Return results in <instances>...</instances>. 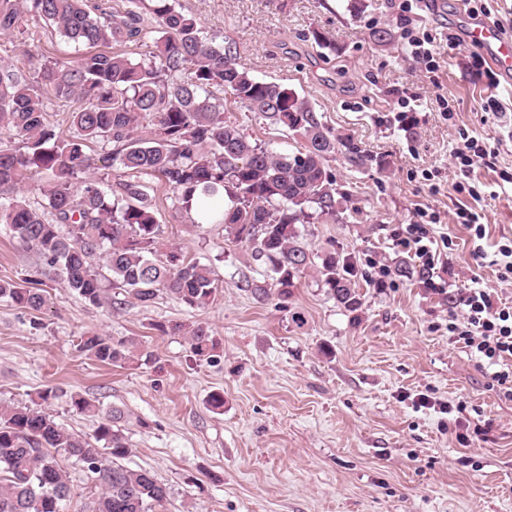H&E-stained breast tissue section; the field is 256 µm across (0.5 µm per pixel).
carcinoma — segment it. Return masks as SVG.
Here are the masks:
<instances>
[{
  "label": "carcinoma",
  "mask_w": 512,
  "mask_h": 512,
  "mask_svg": "<svg viewBox=\"0 0 512 512\" xmlns=\"http://www.w3.org/2000/svg\"><path fill=\"white\" fill-rule=\"evenodd\" d=\"M29 18L52 22L88 51L42 65L35 81L0 65V224L44 264L33 277L0 281L1 300L41 310V276L52 274L96 306L112 301L114 289L145 306L161 293L191 308L209 305L216 273L163 243L149 178L168 186L191 224L224 225L227 239L261 262L267 281L248 285L257 301L275 295L288 308L290 289L314 267L337 305L351 313L361 308L351 255L334 247L313 254L298 240L301 225L340 215L329 159L340 154L357 168L382 160L334 134L308 100L251 75L175 0H127L122 10L93 0H0V33ZM130 44L145 48L142 60L119 51ZM219 92L300 146L277 153L248 136L224 118ZM50 97L76 103L67 134L48 120ZM97 144L109 152L104 172L91 176ZM34 173L48 177L38 207L17 191ZM161 331L187 337L200 360H213L219 347L202 323L175 322ZM79 349L110 365L136 352L132 338L98 334L80 337ZM121 419L118 409L106 413L87 437L42 409L0 403V512H60L70 487L59 452L102 488L86 512H156L169 489L152 471L120 463L129 454Z\"/></svg>",
  "instance_id": "1"
}]
</instances>
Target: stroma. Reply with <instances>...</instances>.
<instances>
[{"label":"stroma","mask_w":512,"mask_h":512,"mask_svg":"<svg viewBox=\"0 0 512 512\" xmlns=\"http://www.w3.org/2000/svg\"><path fill=\"white\" fill-rule=\"evenodd\" d=\"M482 3L484 12L474 14L465 0H439L426 26L460 34L476 19L512 23V0ZM176 5L235 50L255 77L305 97L327 127L387 160L381 170L330 159L336 187L356 214L301 229L310 252L333 246L353 253L364 273L361 310L338 307L312 269L291 289L287 307L274 297L257 302L246 284L263 282V267L225 237L223 225L192 226L172 191L154 181L149 193L163 238L216 271L210 304L194 309L162 294L146 306L124 293L97 307L56 279L45 282L40 311L0 300V402L30 405L54 390L45 410L88 436L102 412L121 409L125 465L153 471L170 490L159 512H512V401L499 398L476 360L448 339L457 312L448 294L469 279L512 302V280H501L491 258H473L456 215L468 204L481 214L489 243L512 238V185L498 178L512 169V84L487 90L471 70L477 48L462 41L441 46L432 74L401 44L377 48L372 28H399L390 0ZM315 28L329 34L332 47L312 42ZM78 53L37 19L0 34V60L30 76ZM491 95L502 111H484ZM441 96L454 119H443ZM405 103L416 119L408 129L394 120ZM225 117L275 151L296 148L258 114L232 106ZM464 132L482 137L488 151L485 165L468 175L451 159ZM425 206L440 215L433 236L450 234L455 249L432 280L394 277V262L410 255L391 233ZM38 263L0 225V280H20ZM439 283L445 293L436 291ZM295 312L303 324L292 322ZM173 322L207 324L221 344L218 357L196 360L186 337L160 332ZM88 332L135 338L136 358L123 365L88 358L78 348ZM216 392L223 408L210 404ZM74 394L96 412L74 411ZM460 402L462 414L439 410ZM468 424L481 433L466 448L456 435ZM57 460L71 489L63 512H83L99 488L66 455Z\"/></svg>","instance_id":"stroma-1"}]
</instances>
